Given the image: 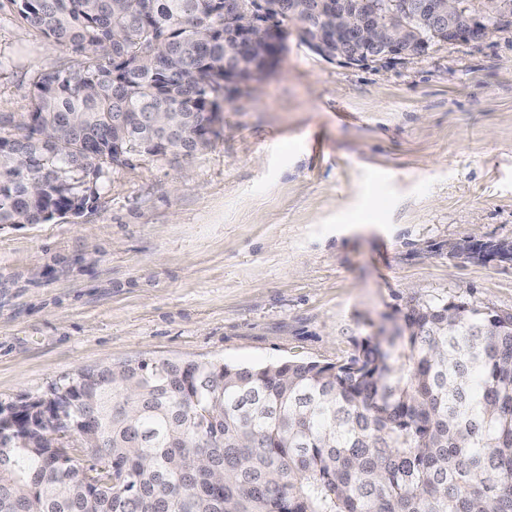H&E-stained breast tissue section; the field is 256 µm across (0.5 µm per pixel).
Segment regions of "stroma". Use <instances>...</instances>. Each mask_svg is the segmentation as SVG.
Instances as JSON below:
<instances>
[{
    "label": "stroma",
    "instance_id": "obj_1",
    "mask_svg": "<svg viewBox=\"0 0 512 512\" xmlns=\"http://www.w3.org/2000/svg\"><path fill=\"white\" fill-rule=\"evenodd\" d=\"M0 0V113L75 68ZM206 150L106 168L80 217L0 229V407L139 359L333 362L411 304L512 311V35L346 65L289 27L273 73L226 84ZM459 252L464 254L466 253L468 257H474L472 254L477 253L481 254L482 257H498L501 260H510L512 261V244L500 243L493 245H482L477 249H474L473 246L463 245L458 248Z\"/></svg>",
    "mask_w": 512,
    "mask_h": 512
}]
</instances>
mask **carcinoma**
<instances>
[{
    "label": "carcinoma",
    "mask_w": 512,
    "mask_h": 512,
    "mask_svg": "<svg viewBox=\"0 0 512 512\" xmlns=\"http://www.w3.org/2000/svg\"><path fill=\"white\" fill-rule=\"evenodd\" d=\"M291 0H265L281 40ZM302 37L328 0H301ZM33 29L84 53L39 73L32 109L0 121V224L80 216L106 164L168 139L187 156L202 113L220 112L224 75H266L224 24L221 0H13ZM492 32H512V0H462ZM405 53L448 42L423 17ZM180 126L156 128L154 113ZM120 138L125 159L112 157ZM459 252L512 261V244ZM395 334L356 342L336 362L238 367L168 359L84 370L52 388L58 418L107 474L88 470L50 426L43 401L0 409V512H512V312L464 298L401 312Z\"/></svg>",
    "instance_id": "cac0c4a2"
}]
</instances>
